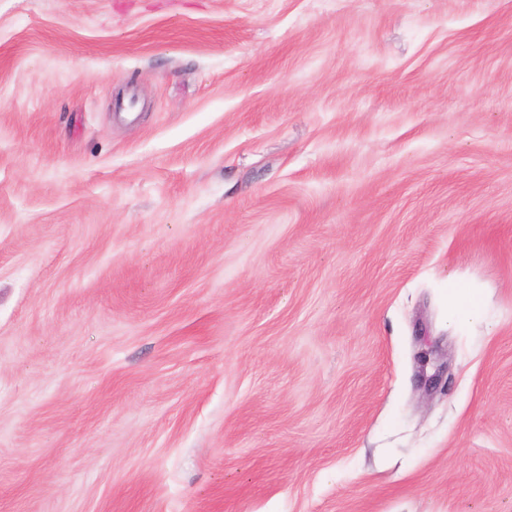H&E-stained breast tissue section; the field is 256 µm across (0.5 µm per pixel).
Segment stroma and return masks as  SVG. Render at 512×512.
<instances>
[{
    "instance_id": "obj_1",
    "label": "stroma",
    "mask_w": 512,
    "mask_h": 512,
    "mask_svg": "<svg viewBox=\"0 0 512 512\" xmlns=\"http://www.w3.org/2000/svg\"><path fill=\"white\" fill-rule=\"evenodd\" d=\"M0 512H512V0H0Z\"/></svg>"
}]
</instances>
